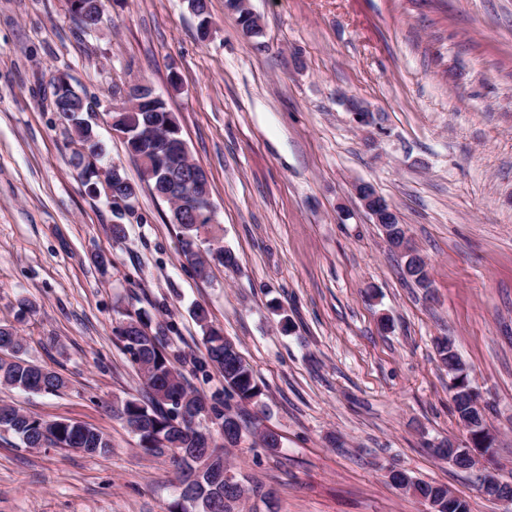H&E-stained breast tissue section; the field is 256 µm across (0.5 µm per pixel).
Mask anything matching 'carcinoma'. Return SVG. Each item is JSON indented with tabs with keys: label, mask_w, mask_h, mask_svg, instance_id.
<instances>
[{
	"label": "carcinoma",
	"mask_w": 512,
	"mask_h": 512,
	"mask_svg": "<svg viewBox=\"0 0 512 512\" xmlns=\"http://www.w3.org/2000/svg\"><path fill=\"white\" fill-rule=\"evenodd\" d=\"M81 98L72 95L69 101L54 103L59 118L79 137V144L89 151V157L104 164L109 161L105 144L90 120L80 112ZM112 129L124 136L129 155L137 162L140 179L155 191L164 189L169 176L180 174L177 162L161 168L154 162V146L142 137L145 127L161 121L166 129L180 132L174 113L161 102L155 112H111ZM181 236L184 261L199 278L209 277L211 264L194 252L202 235H216L219 226L207 216L203 222L177 224ZM402 275L421 288L430 287L428 270L423 261L412 260ZM193 316L202 331L206 354L199 366H213L224 377V396L258 405L264 395L250 365L239 351L231 349V342L222 329L214 326L208 309L197 304ZM166 328L151 329L142 317L131 315L113 328L116 339L130 354L132 362L143 378L146 391L141 398L126 399L114 410L126 426H137L140 444L146 450L159 454L168 452L178 470L179 500L171 512H205L203 504L212 506L211 512H235L237 494L224 489L219 480L221 466L208 455L203 446L204 434L220 435L207 417L227 423L243 431V418L230 412L231 405L216 396L207 402L191 390L185 377L175 366V356L168 351L162 339ZM455 382L448 386L458 418L467 411L462 384L466 375L457 369ZM0 387L20 389L32 393H59L67 388L66 379L58 372L27 358V345L17 328L0 324ZM192 407L199 413L193 423L180 415L183 407ZM0 431L17 436L26 448H39L47 442L58 448H73L90 456L105 455L112 448L110 438L96 427L69 419H40L22 412L13 405L0 403ZM412 495L432 501L437 512H448V487L421 480L410 481Z\"/></svg>",
	"instance_id": "obj_1"
}]
</instances>
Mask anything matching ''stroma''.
<instances>
[{
  "label": "stroma",
  "instance_id": "1",
  "mask_svg": "<svg viewBox=\"0 0 512 512\" xmlns=\"http://www.w3.org/2000/svg\"><path fill=\"white\" fill-rule=\"evenodd\" d=\"M245 37L225 0L196 36L187 0H103L97 30L70 0H0V322L60 394L0 391L43 419L93 425L104 456L22 447L0 433V512H169L177 469L112 412L143 380L112 334L126 314L168 325L190 387L207 306L264 390L241 414L276 432L227 457L248 495L238 512H427L386 471L448 486L472 512H512L476 471L435 455L464 443L437 344L450 339L483 393L493 455L512 482V0H251ZM66 74L100 100L143 80L175 112L212 187L221 244L237 265L184 268L169 206L140 184L114 241L52 107ZM373 112L355 122L346 98ZM373 185L425 257L402 261L351 191ZM111 262L99 267L95 256ZM33 310L16 322L19 299Z\"/></svg>",
  "mask_w": 512,
  "mask_h": 512
}]
</instances>
